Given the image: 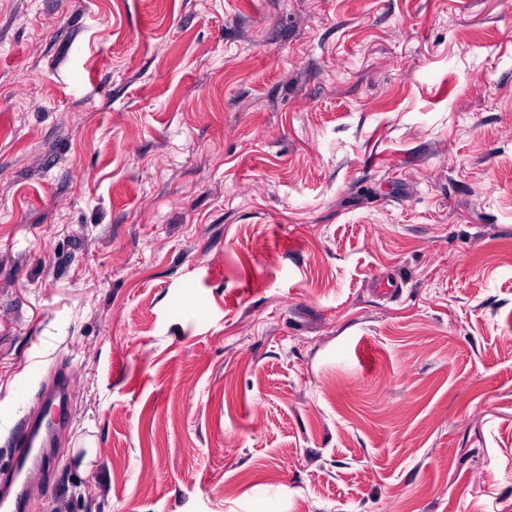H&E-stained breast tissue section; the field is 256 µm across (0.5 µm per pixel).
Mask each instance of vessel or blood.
Returning <instances> with one entry per match:
<instances>
[{
    "label": "vessel or blood",
    "instance_id": "b4317fda",
    "mask_svg": "<svg viewBox=\"0 0 512 512\" xmlns=\"http://www.w3.org/2000/svg\"><path fill=\"white\" fill-rule=\"evenodd\" d=\"M73 385V375L67 367H58L54 382L46 396L54 413L50 416L22 419L14 447L6 460L9 489L0 494V512H25L23 478L33 467L46 460L47 448L54 445V419L62 415Z\"/></svg>",
    "mask_w": 512,
    "mask_h": 512
}]
</instances>
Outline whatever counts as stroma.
I'll return each instance as SVG.
<instances>
[{
    "label": "stroma",
    "instance_id": "stroma-1",
    "mask_svg": "<svg viewBox=\"0 0 512 512\" xmlns=\"http://www.w3.org/2000/svg\"><path fill=\"white\" fill-rule=\"evenodd\" d=\"M61 362L27 512H512V0H0V460ZM72 385L73 375L71 371L61 365L55 370L52 386L44 392L50 402V408L54 409L56 416H61L64 413Z\"/></svg>",
    "mask_w": 512,
    "mask_h": 512
}]
</instances>
